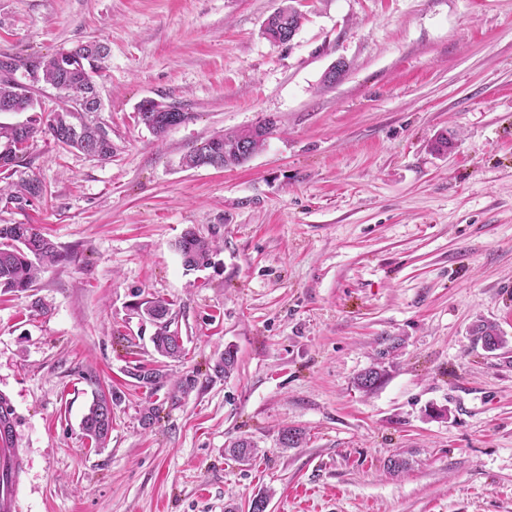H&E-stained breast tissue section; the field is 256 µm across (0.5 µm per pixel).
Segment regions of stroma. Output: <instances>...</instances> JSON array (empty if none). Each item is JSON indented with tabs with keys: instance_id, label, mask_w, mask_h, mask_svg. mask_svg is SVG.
<instances>
[{
	"instance_id": "1",
	"label": "stroma",
	"mask_w": 512,
	"mask_h": 512,
	"mask_svg": "<svg viewBox=\"0 0 512 512\" xmlns=\"http://www.w3.org/2000/svg\"><path fill=\"white\" fill-rule=\"evenodd\" d=\"M283 3L0 0V54L107 47L113 148L37 137L20 169L43 198H0V224L75 254L0 293L16 512H246L264 491L266 512H512V0H299L274 43ZM146 98L192 118L156 138L135 120ZM269 116L244 165L182 166ZM190 227L218 246L192 271L175 248ZM152 297L185 349L153 389L129 376L159 359L132 308ZM481 321L504 348L474 343ZM377 363L382 384L358 389ZM97 390L121 397L102 449L81 430ZM240 438L259 449L246 463L227 453ZM302 19L301 12L292 4L281 8L267 18L264 25V34L270 39H276L282 29H288V25L298 29ZM266 36V37H267Z\"/></svg>"
}]
</instances>
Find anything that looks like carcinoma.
I'll return each instance as SVG.
<instances>
[{
	"label": "carcinoma",
	"mask_w": 512,
	"mask_h": 512,
	"mask_svg": "<svg viewBox=\"0 0 512 512\" xmlns=\"http://www.w3.org/2000/svg\"><path fill=\"white\" fill-rule=\"evenodd\" d=\"M302 19L301 12L292 4L274 12L267 18L264 34L274 39L281 30L291 26L298 28ZM106 54L98 55L89 61V67L65 69L61 66L62 53L43 59L28 57L20 59L7 54L0 56V112H26L29 110L33 96V84L44 81L53 88L63 85L87 86L94 82V74L100 73L99 61ZM23 71L29 79L25 83L16 77ZM98 112L96 108H88L75 98H68L64 106L51 112L50 117L39 125L34 120L28 121L24 129L14 124H0V174L10 179L7 188L0 187V193H6V199L17 204L28 203L42 198L44 186L41 180L29 175L16 182L11 177L17 172V160L24 155L29 143L39 134L58 140V137L75 129L76 138L66 143L69 148L80 150L101 160L112 158V134L104 126L94 123L91 117ZM140 116L153 120L156 126L152 133L159 139L163 138L169 128L163 125L164 119L156 115V104L144 100L137 107ZM267 141V125L261 122L244 130H231L217 133L192 146L183 157V165L187 168L212 166L217 168L240 165L247 158L239 154L241 145L249 146L251 153H256ZM181 255L183 265L188 270H195L210 264L213 241L188 229L175 243ZM72 258V254L62 251L43 236L34 224H0V292L23 293L34 287L38 275L43 268ZM138 314L158 326L152 337L155 351L162 357L178 359L182 356L184 346L177 343L170 331L169 303L160 300H145L137 303ZM476 341L484 343L492 340L501 349L506 340L499 329L491 323H478L473 328ZM237 351L228 346L214 363L213 373L217 377L229 376L237 367ZM131 378L145 387H154L167 378L165 366L140 365L129 372ZM386 376V369L381 366L370 367L356 378L357 386L369 391L376 388ZM117 401L116 393L106 396L103 391L97 392L83 416L81 425L84 435L96 447L103 448L112 430V405ZM281 444L289 448H297L304 440V432L298 428H284L279 433ZM232 455L241 461L253 457L257 445L248 439H239L229 448Z\"/></svg>",
	"instance_id": "cac0c4a2"
}]
</instances>
